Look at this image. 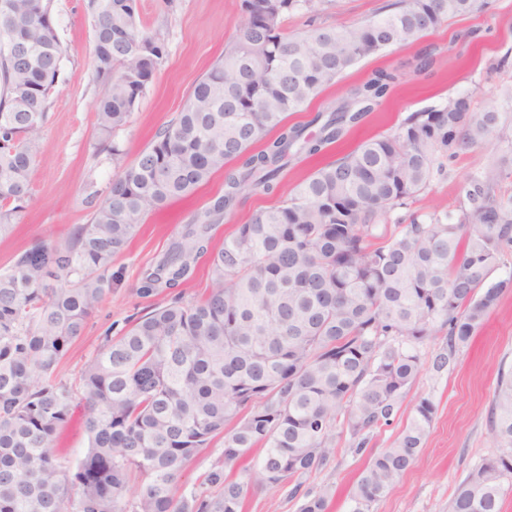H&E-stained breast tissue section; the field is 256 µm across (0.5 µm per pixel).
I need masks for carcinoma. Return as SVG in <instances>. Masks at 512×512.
<instances>
[{
	"mask_svg": "<svg viewBox=\"0 0 512 512\" xmlns=\"http://www.w3.org/2000/svg\"><path fill=\"white\" fill-rule=\"evenodd\" d=\"M322 2L263 0L246 14L224 58L116 175L89 223L64 243L34 244L0 272V512H242L249 486L287 480L300 512H327L331 489L306 488L303 478L327 465L336 430H347L351 447L363 451L422 371L418 346L444 337L432 367L448 369L512 288V274L490 282L512 246V197L497 192L505 170L471 174L454 212L410 211L460 152L499 138L512 94L482 110L468 95L450 98L290 189L280 181L291 158L338 141L401 75L373 71L306 125L288 124L289 113L362 59L479 13L485 0H395L354 26L285 34L288 15L315 13ZM88 9L94 73L105 88L97 127L109 136L129 123L165 46L140 19L137 0H88ZM61 59L53 0H0V236L28 198ZM313 124L316 134L307 132ZM230 162L238 168L226 169ZM220 170L224 194L143 269L137 288L142 296L173 290L204 258L205 298L172 297L105 336L78 382L60 378L69 345L112 288L114 257L145 214ZM248 189L280 195L279 205L210 248L214 226ZM75 394L89 447L71 473L54 440ZM434 412L430 399L418 401L409 423L360 474L349 512H371L393 490ZM491 415L503 452L468 472L450 512H501L512 493V372L499 373ZM218 433L223 463L204 484L220 493L179 492L183 466ZM259 444L264 453L245 479H228L225 471ZM133 470L143 481L131 494Z\"/></svg>",
	"mask_w": 512,
	"mask_h": 512,
	"instance_id": "cac0c4a2",
	"label": "carcinoma"
}]
</instances>
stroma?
Wrapping results in <instances>:
<instances>
[{"label": "stroma", "instance_id": "1", "mask_svg": "<svg viewBox=\"0 0 512 512\" xmlns=\"http://www.w3.org/2000/svg\"><path fill=\"white\" fill-rule=\"evenodd\" d=\"M388 0H324L318 23L352 26L373 16ZM242 0H138L140 14L165 39L166 56L148 84L127 126L102 137L96 123V102L104 89L93 74V31L87 0H54V16L63 57L51 96L47 119L37 134L40 150L31 170L30 197L11 234L0 238V271L40 240L65 242L75 227L88 223L93 207L103 198L113 177L150 146L160 130L180 112L199 80L224 56L243 20ZM432 64L416 73L419 57ZM377 69L402 75L392 92L373 112L340 140L316 157L292 160L281 175L291 187L326 163L336 161L357 146L389 133L410 113L438 107L451 97L471 95L481 107L499 104L512 89V0H487L480 13L455 17L411 45H395L370 56L326 87L300 112L292 124L307 123L315 112L332 105L354 85ZM117 145L121 155L102 150L103 140ZM512 140V122L503 141L476 148L434 179L415 208L428 205L441 211L456 208L470 173L489 167ZM224 192V175L210 180L188 196L149 213L136 234L112 262L119 278L102 304L87 319L61 364L64 380L73 382L84 363L102 345L108 331H120L128 320L150 313L166 303L168 290L152 296L137 292L141 272L177 236L184 224L203 213ZM278 195L246 193L212 232L213 247L257 211L277 206ZM444 341L426 340L418 347L424 367L411 385L390 426L374 431L362 453H355L345 432H338L336 453L328 468L312 473L311 486L330 485L335 496L329 512H348V493L371 458L387 448L406 426L420 398L435 405L433 421L413 465L398 485L372 512H448L459 482L483 459L498 455L491 430L490 411L500 369H512V290L504 293L484 326L461 349L455 363L433 371L432 360ZM55 444L66 463L76 466L88 448L84 411L71 401L66 423ZM290 484L249 488L243 512H299Z\"/></svg>", "mask_w": 512, "mask_h": 512}]
</instances>
